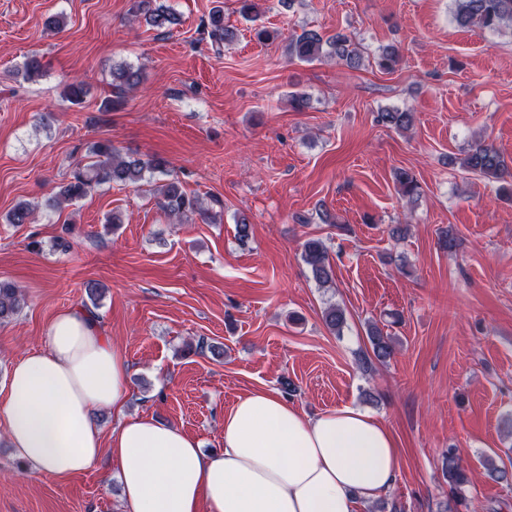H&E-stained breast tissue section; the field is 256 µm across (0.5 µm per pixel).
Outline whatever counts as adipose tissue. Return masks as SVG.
Wrapping results in <instances>:
<instances>
[{"instance_id": "obj_1", "label": "adipose tissue", "mask_w": 512, "mask_h": 512, "mask_svg": "<svg viewBox=\"0 0 512 512\" xmlns=\"http://www.w3.org/2000/svg\"><path fill=\"white\" fill-rule=\"evenodd\" d=\"M129 364L94 314L75 308L49 327L46 350L17 359L0 383V426L18 459L59 478L108 454L125 512H357L393 486L402 450L372 414L310 416L259 388L224 413V446L204 453L181 426L126 417ZM117 419L110 435L96 420Z\"/></svg>"}]
</instances>
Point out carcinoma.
I'll return each instance as SVG.
<instances>
[{"label": "carcinoma", "mask_w": 512, "mask_h": 512, "mask_svg": "<svg viewBox=\"0 0 512 512\" xmlns=\"http://www.w3.org/2000/svg\"><path fill=\"white\" fill-rule=\"evenodd\" d=\"M241 16L255 23L254 33L258 40L269 41L274 33L266 27L257 24L261 16L259 0H238ZM146 0H136L132 13L144 16L145 22L156 30L169 29L179 23V17L169 9L144 10ZM453 20L460 28L477 26L490 31H498L504 25L512 24V0H455ZM202 34L206 35L211 47L221 51V47L232 41L233 31L224 26V9L215 6L209 12L208 20L203 22ZM289 53L297 59L311 62L327 53L344 61L347 66L354 68L359 64V53L351 38L343 33L323 39L316 30H307L297 36L288 45ZM399 63V55L395 48L386 47L378 55V67L387 72L395 70ZM141 81V72L129 65L122 64L112 69L111 95L104 99L102 106L105 110H117L127 103L128 93L136 88ZM88 89L82 82H72L65 87L63 98L73 105L83 103ZM378 121L394 129H406L413 122V114L398 109H385L378 113ZM92 161L87 164L78 163L74 166L70 180L60 187L56 205L71 203L81 199L103 184L132 185L142 181L146 175L155 173L166 174V161L157 155L141 158L129 155L124 157L112 141L104 140L94 143L90 148ZM461 169L486 178L505 179L507 166L500 153L491 145L476 144L460 160ZM398 193L410 200H415L419 194V184L416 178L407 170L401 169L395 176ZM159 197L157 205L165 214L183 218L192 214L203 217L208 211L201 206L199 199L184 191L175 179L166 181L157 189ZM34 209L27 202L17 203L6 215L9 224H29L33 220ZM302 258L311 268L313 277L321 284L332 282L334 277L333 265L324 245L315 239H310L303 245ZM25 304V295L20 287L9 281L0 280V323L14 319ZM325 322L336 330L345 321L344 310L336 305L328 306L324 311ZM368 338L372 353L362 354V359L369 355L379 361L389 359L394 351V338L382 332L376 326L368 329ZM443 474L448 480V486L457 499L463 495L464 487L469 478L462 465L457 449L450 448L445 455Z\"/></svg>", "instance_id": "1"}]
</instances>
